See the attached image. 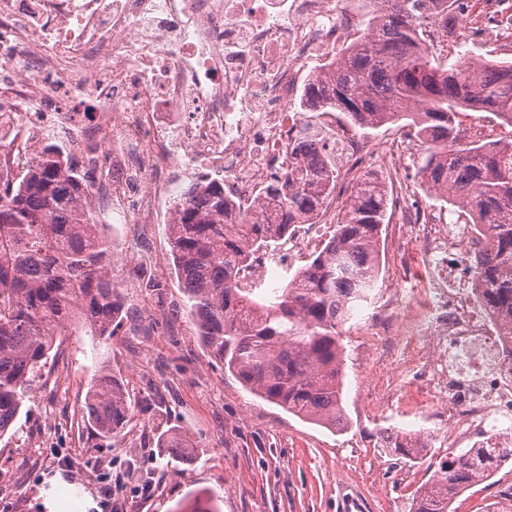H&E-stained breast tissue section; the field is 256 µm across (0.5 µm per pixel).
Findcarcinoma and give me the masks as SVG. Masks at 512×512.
<instances>
[{"label": "carcinoma", "mask_w": 512, "mask_h": 512, "mask_svg": "<svg viewBox=\"0 0 512 512\" xmlns=\"http://www.w3.org/2000/svg\"><path fill=\"white\" fill-rule=\"evenodd\" d=\"M458 2L383 0L333 68L306 84L302 104L339 112L362 129L408 121L428 145L418 168L422 184L468 213L482 237L475 284L511 337L512 142L460 147L455 120L471 110L512 126V62H438L421 20ZM297 166L292 184L273 181L260 194L271 220L243 218L214 180L180 194L167 229L204 347L250 393L335 428L345 420L340 328L376 287L389 196L378 179H359L312 261L286 286L257 297L237 285L242 264L293 225L316 219L333 190L332 157L306 151ZM87 194L76 164L55 146L42 150L21 181H0V438L13 429L56 337L77 321L108 340L121 321L111 246L84 203ZM86 410L101 437L120 431L130 405L112 374L92 382ZM162 447L180 459L190 444L168 436ZM489 475L475 465L473 450L459 454L435 472L411 512H451L458 495Z\"/></svg>", "instance_id": "carcinoma-1"}]
</instances>
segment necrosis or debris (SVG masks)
<instances>
[{
    "label": "necrosis or debris",
    "mask_w": 512,
    "mask_h": 512,
    "mask_svg": "<svg viewBox=\"0 0 512 512\" xmlns=\"http://www.w3.org/2000/svg\"><path fill=\"white\" fill-rule=\"evenodd\" d=\"M348 0H0V179H15L46 129L93 174L90 204L122 224L151 225L180 182L207 170L251 212L259 190L287 180L294 147L313 136L344 160L373 154L310 126L296 107L308 60L335 62L352 41ZM458 225L425 240L429 276L410 314L425 337L435 385L448 400L449 447H512V345L448 266ZM318 227L298 224L239 270L244 288L316 250Z\"/></svg>",
    "instance_id": "obj_1"
}]
</instances>
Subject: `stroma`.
<instances>
[{
  "label": "stroma",
  "mask_w": 512,
  "mask_h": 512,
  "mask_svg": "<svg viewBox=\"0 0 512 512\" xmlns=\"http://www.w3.org/2000/svg\"><path fill=\"white\" fill-rule=\"evenodd\" d=\"M447 47L433 46L439 59L464 56L511 61L512 37L478 34L480 17L464 20L450 11ZM460 145L512 142V126L487 112H461ZM338 134L370 147L406 140L409 154L386 177L389 193L407 185L427 214L442 223L474 228L469 215L427 193L417 175L425 150L405 123L368 132L337 121ZM392 212L382 228V268L365 306L344 326L343 406L346 427L328 429L303 420L246 390L202 347L191 318L179 313L182 294L172 269L165 224L140 237L134 224L106 223L112 277L130 313L115 336L101 341L80 329L58 337L46 367L13 428L0 438V512H410L417 491L455 456L443 443L448 410L437 406L418 421L420 401L432 390L420 364L428 356L418 338L383 337L364 344L382 327L385 303L405 313L418 283L402 279L406 249L433 227L400 226ZM159 279L163 293L146 288ZM109 369L128 394L131 416L112 442L101 441L83 408L91 379ZM384 397V411H371ZM423 434L426 456L415 465L387 450V439ZM177 434L190 447L182 462L161 448ZM455 512H512V464L463 492Z\"/></svg>",
  "instance_id": "1"
}]
</instances>
